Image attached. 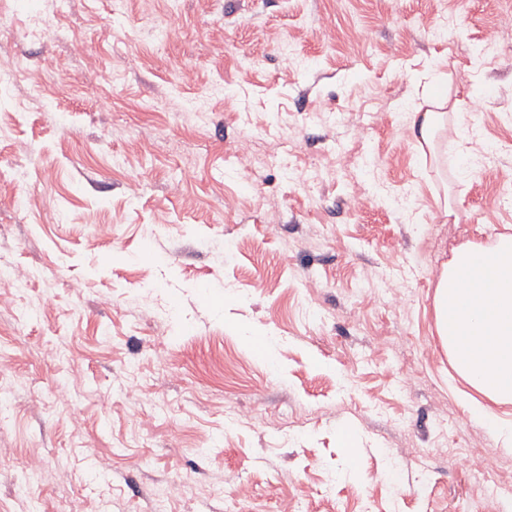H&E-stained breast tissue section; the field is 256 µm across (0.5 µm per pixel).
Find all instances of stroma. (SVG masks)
<instances>
[{"mask_svg": "<svg viewBox=\"0 0 512 512\" xmlns=\"http://www.w3.org/2000/svg\"><path fill=\"white\" fill-rule=\"evenodd\" d=\"M16 3L0 512H495L467 461L512 490V447L469 418L488 400L442 346L435 287L454 249L512 235V0H43L39 38ZM147 14L182 39L157 45ZM425 90L451 101L432 151L409 129Z\"/></svg>", "mask_w": 512, "mask_h": 512, "instance_id": "1", "label": "stroma"}]
</instances>
